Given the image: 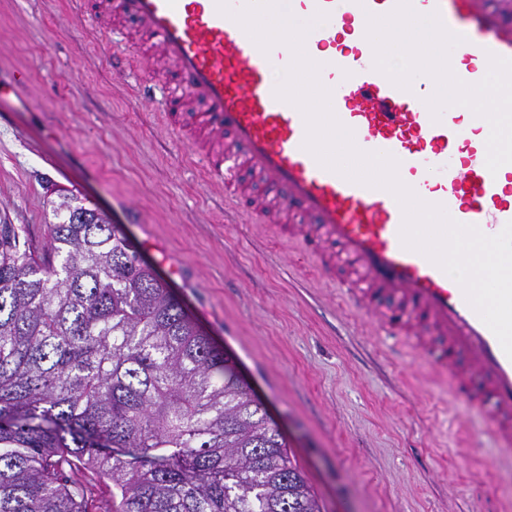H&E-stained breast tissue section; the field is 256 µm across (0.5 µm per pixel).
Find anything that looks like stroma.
<instances>
[{
	"instance_id": "35a3bbf8",
	"label": "stroma",
	"mask_w": 512,
	"mask_h": 512,
	"mask_svg": "<svg viewBox=\"0 0 512 512\" xmlns=\"http://www.w3.org/2000/svg\"><path fill=\"white\" fill-rule=\"evenodd\" d=\"M71 0H0V221L44 248V185L105 212L173 296L233 354L288 441L322 512H512V447L454 402L420 359H398L264 225L224 208L164 126L80 31Z\"/></svg>"
}]
</instances>
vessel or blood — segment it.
Here are the masks:
<instances>
[{
	"mask_svg": "<svg viewBox=\"0 0 512 512\" xmlns=\"http://www.w3.org/2000/svg\"><path fill=\"white\" fill-rule=\"evenodd\" d=\"M410 3L418 14H439L462 36L450 66L464 83L484 79L490 55L512 59V0ZM289 5L302 22L327 13L304 46L318 51L319 81L338 120L358 133L362 151L394 156L402 182L458 223L494 236L512 222V163L488 170L489 122L453 107L433 120L430 76L415 77L403 90L375 70L361 27L369 16L391 13L397 0ZM76 15L106 36L131 24L141 45L158 46L176 87L164 99L165 121L207 176L244 201L253 221L295 241L352 305L418 350L456 399L483 409L497 438L512 443V358L461 286L403 246V212L394 196L322 167L304 149V117L276 98L270 81L273 70L288 65L286 45L262 52L218 12L216 0H76ZM108 62L136 97H151L154 78L132 74L124 49H114Z\"/></svg>",
	"mask_w": 512,
	"mask_h": 512,
	"instance_id": "b4317fda",
	"label": "vessel or blood"
}]
</instances>
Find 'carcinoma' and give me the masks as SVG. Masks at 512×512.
<instances>
[{"label":"carcinoma","instance_id":"1","mask_svg":"<svg viewBox=\"0 0 512 512\" xmlns=\"http://www.w3.org/2000/svg\"><path fill=\"white\" fill-rule=\"evenodd\" d=\"M47 199L38 252L0 224V512H321L288 443L133 244Z\"/></svg>","mask_w":512,"mask_h":512}]
</instances>
